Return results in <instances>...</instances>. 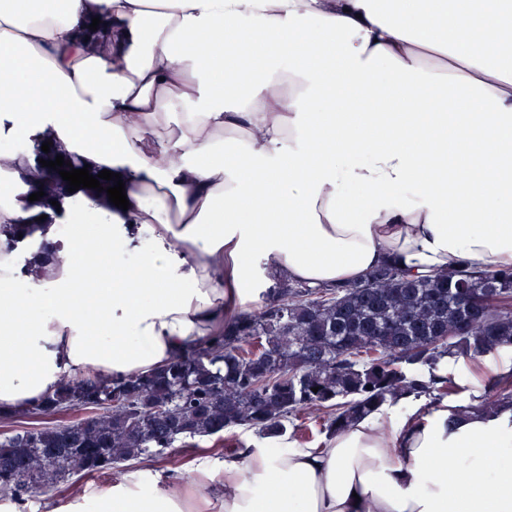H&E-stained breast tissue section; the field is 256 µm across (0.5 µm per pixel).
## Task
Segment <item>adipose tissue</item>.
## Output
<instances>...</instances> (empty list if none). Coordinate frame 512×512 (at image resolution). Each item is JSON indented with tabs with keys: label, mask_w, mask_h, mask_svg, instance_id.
Wrapping results in <instances>:
<instances>
[{
	"label": "adipose tissue",
	"mask_w": 512,
	"mask_h": 512,
	"mask_svg": "<svg viewBox=\"0 0 512 512\" xmlns=\"http://www.w3.org/2000/svg\"><path fill=\"white\" fill-rule=\"evenodd\" d=\"M44 132L119 173L130 206L86 198L92 229L39 226L59 259L32 258L30 288L0 236L2 413L222 334L256 257L267 282L311 286L386 262L512 268V0H0V138ZM34 165L0 153V224L29 221ZM141 473L97 512H512V411L402 400L321 448Z\"/></svg>",
	"instance_id": "ef3b65f1"
}]
</instances>
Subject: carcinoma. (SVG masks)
<instances>
[{
  "label": "carcinoma",
  "instance_id": "carcinoma-1",
  "mask_svg": "<svg viewBox=\"0 0 512 512\" xmlns=\"http://www.w3.org/2000/svg\"><path fill=\"white\" fill-rule=\"evenodd\" d=\"M509 347L512 269L417 276L384 265L346 288L281 279L257 309L152 373L61 383L32 407L48 422L0 439V497L22 500L238 429L284 440L298 414H320L329 437L399 397L434 405L458 389L448 359ZM483 407L512 409L511 371L491 380ZM71 410L89 414L51 420Z\"/></svg>",
  "mask_w": 512,
  "mask_h": 512
}]
</instances>
